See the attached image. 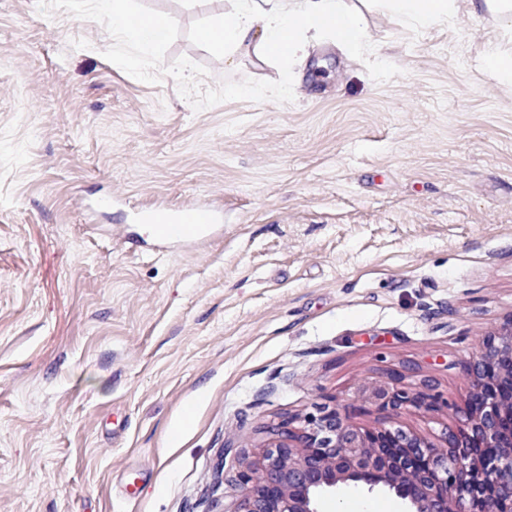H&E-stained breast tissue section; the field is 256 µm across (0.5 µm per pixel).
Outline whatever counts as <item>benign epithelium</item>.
I'll use <instances>...</instances> for the list:
<instances>
[{
  "label": "benign epithelium",
  "instance_id": "1",
  "mask_svg": "<svg viewBox=\"0 0 512 512\" xmlns=\"http://www.w3.org/2000/svg\"><path fill=\"white\" fill-rule=\"evenodd\" d=\"M473 393L460 410L462 426L437 447L402 426L367 430L326 406L284 419L268 430L256 462L238 461L237 512H320L323 496L361 482L405 501V512H502L512 507V317L488 334L466 364ZM365 401L386 412H437L439 399L390 382H375ZM495 452L481 465L473 449Z\"/></svg>",
  "mask_w": 512,
  "mask_h": 512
}]
</instances>
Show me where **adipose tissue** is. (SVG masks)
Returning a JSON list of instances; mask_svg holds the SVG:
<instances>
[{"label":"adipose tissue","instance_id":"1","mask_svg":"<svg viewBox=\"0 0 512 512\" xmlns=\"http://www.w3.org/2000/svg\"><path fill=\"white\" fill-rule=\"evenodd\" d=\"M385 2L399 18L422 25L434 24L448 13V0ZM99 5L112 29L132 32L144 48H153L167 35L165 17L148 25L142 15L128 10L126 0H99ZM206 30V44L228 61L244 47L270 60H288L302 52V38L311 31L333 34L346 49L353 50L360 46L362 34L360 16L348 10L344 0H301L294 13L240 6L213 19Z\"/></svg>","mask_w":512,"mask_h":512}]
</instances>
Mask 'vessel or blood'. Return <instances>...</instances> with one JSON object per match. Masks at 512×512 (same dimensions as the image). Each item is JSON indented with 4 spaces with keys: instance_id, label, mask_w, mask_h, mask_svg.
Here are the masks:
<instances>
[{
    "instance_id": "obj_1",
    "label": "vessel or blood",
    "mask_w": 512,
    "mask_h": 512,
    "mask_svg": "<svg viewBox=\"0 0 512 512\" xmlns=\"http://www.w3.org/2000/svg\"><path fill=\"white\" fill-rule=\"evenodd\" d=\"M130 219L136 224L152 225L153 241L171 247H189L208 238L222 221L220 210L209 206L141 208Z\"/></svg>"
}]
</instances>
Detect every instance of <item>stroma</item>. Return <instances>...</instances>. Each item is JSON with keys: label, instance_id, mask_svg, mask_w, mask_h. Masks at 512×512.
I'll return each mask as SVG.
<instances>
[{"label": "stroma", "instance_id": "obj_1", "mask_svg": "<svg viewBox=\"0 0 512 512\" xmlns=\"http://www.w3.org/2000/svg\"><path fill=\"white\" fill-rule=\"evenodd\" d=\"M347 2L358 49L229 66L199 32L236 0H129L169 20L150 52L98 0H0V512H207L223 449L257 460L318 404L457 428L465 363L512 317V80L484 64L512 56V5L422 26ZM207 201L224 222L189 253L125 219ZM394 374L446 408L359 401Z\"/></svg>", "mask_w": 512, "mask_h": 512}]
</instances>
